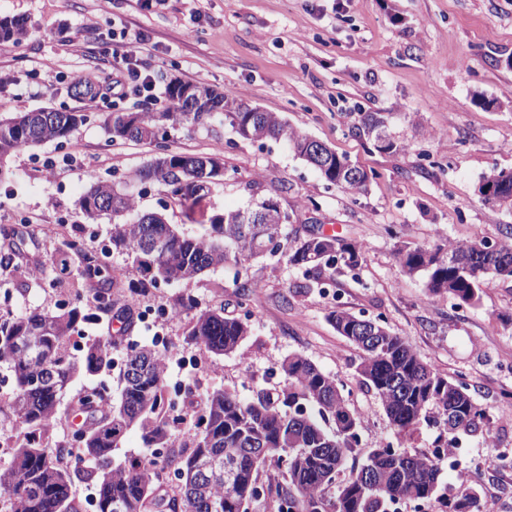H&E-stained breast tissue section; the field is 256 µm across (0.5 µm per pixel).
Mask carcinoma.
<instances>
[{
    "label": "carcinoma",
    "instance_id": "1",
    "mask_svg": "<svg viewBox=\"0 0 512 512\" xmlns=\"http://www.w3.org/2000/svg\"><path fill=\"white\" fill-rule=\"evenodd\" d=\"M29 36L27 18H0L1 46L19 47ZM206 90L205 112L192 111L171 83L165 87L163 109L102 112L100 119L114 142L158 147L178 128L207 129L218 119L238 136L247 126L258 141L288 145L328 185L354 196L365 192L375 177L345 154L333 152L327 164L301 150L309 134L288 125L278 113L247 112V105L235 95L209 86ZM89 120L88 113L62 105L34 114L0 115V185L10 177L6 163L15 152L63 143ZM386 125L381 112L359 113V128L375 148L396 152L400 144L386 133ZM200 159L170 152L164 163L149 162L130 180L162 184L173 203L192 213L210 191L200 185ZM503 174L494 170L483 177L494 184L492 197L484 203L512 211V174L506 179ZM268 200L262 197L249 207L252 213L263 212L262 223L239 221L238 210L214 213L198 236L178 232L162 213L141 211L125 182L110 184L92 177L78 205L91 222L112 218L111 251L132 257L124 274L132 291L172 280L191 281L211 268L279 255L302 272V288L334 283L338 266L349 272L359 268L364 258L361 244L324 233L292 235L288 213L267 207ZM20 235L21 230L0 225V238L8 242L6 248L0 245V268L13 266ZM73 257L80 260L77 275L85 288V294L76 295L77 304L0 315V363L13 381L6 404L30 429L48 428L58 414L61 395L75 379L112 367L115 345L109 336L86 344L79 358L66 349L82 323L115 308L110 257L82 251L69 240L56 258L60 271H68ZM397 264L402 274L420 277L428 295L474 306L486 276L512 278V225L494 241L445 239L434 247L400 249ZM179 311L189 317L188 340L215 356L235 351L250 334L247 320L226 317L223 307L203 304L190 295L181 298ZM328 319L358 350L360 382L377 397L398 435L409 440L425 424L438 428L432 451L380 441L362 461H349L361 447L362 418L336 379L300 353L289 354L281 363L286 384L279 389H261L249 400L228 388L208 393L182 443L176 418L169 413L164 356L154 345L137 344L125 348L117 404L100 410L104 395L96 385L86 387L76 403L75 413L83 418L77 441L79 457L87 462L83 469L61 463L70 453L66 447L54 454L27 434L12 442L11 464L0 470L4 512H83V503L71 497L76 478L94 488L96 512H113L116 501L124 512H251L257 503L263 512H397L402 502H437L444 512H484L475 487L448 490L441 461L456 454L464 437L491 441L490 410L477 404L467 383L434 369L381 318L336 307ZM133 426L142 430L152 456L112 464L114 449ZM202 455L233 458L232 487L224 486L222 473L208 479L193 473L194 462ZM348 463V476L337 481ZM170 475L177 484L172 492L159 494Z\"/></svg>",
    "mask_w": 512,
    "mask_h": 512
}]
</instances>
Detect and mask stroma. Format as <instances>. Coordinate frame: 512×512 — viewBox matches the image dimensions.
I'll return each instance as SVG.
<instances>
[{
	"mask_svg": "<svg viewBox=\"0 0 512 512\" xmlns=\"http://www.w3.org/2000/svg\"><path fill=\"white\" fill-rule=\"evenodd\" d=\"M12 16L27 17L32 28L22 47L0 46L2 114L51 103L92 115L112 110L101 97L71 98L69 77L78 71L101 80L114 38L140 32L148 42L136 54L155 86L135 98L139 109H162L164 86L174 77L219 90L239 86L246 104L279 113L375 173L367 193L354 198L328 186L285 144L243 140L219 124L173 132L171 150L223 157L231 172L202 210L235 211L270 195L293 228L330 230L367 248L360 270L337 273L331 289H300L301 272L274 259L154 289L151 306L191 294L226 315H250V335L224 356L190 343L183 321L137 323L140 344L166 340V381L194 389L186 416L200 411L216 387L248 397L283 386L280 364L297 352L349 391L363 419V448L394 440L378 400L356 375L357 350L327 319L336 306L379 316L433 368L463 378L492 412L494 447L464 440L465 456L445 477L452 487L466 478L490 512H512V469L497 458L512 451V280L490 279L478 307H458L427 295L422 280L403 276L395 261L405 245L494 239L512 225V211L484 205L477 192L490 171L512 169V0H165L156 7L141 0H0V17ZM362 112L390 116L399 151H377L356 133ZM153 154L144 143L111 141L92 119L65 143L10 158L0 225L26 224L34 235L22 244L31 261L15 274L20 289L8 311L52 310L74 300L80 280L60 274L54 257L61 239H79L85 218L77 202L89 173L119 181ZM436 161L445 173L433 169ZM239 280L254 284L245 308Z\"/></svg>",
	"mask_w": 512,
	"mask_h": 512,
	"instance_id": "stroma-1",
	"label": "stroma"
}]
</instances>
